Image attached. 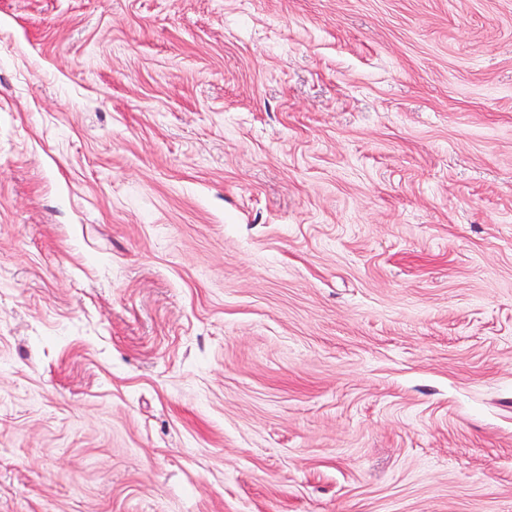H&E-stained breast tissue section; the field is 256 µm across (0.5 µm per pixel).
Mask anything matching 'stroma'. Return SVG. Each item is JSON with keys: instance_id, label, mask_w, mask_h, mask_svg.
Here are the masks:
<instances>
[{"instance_id": "1", "label": "stroma", "mask_w": 512, "mask_h": 512, "mask_svg": "<svg viewBox=\"0 0 512 512\" xmlns=\"http://www.w3.org/2000/svg\"><path fill=\"white\" fill-rule=\"evenodd\" d=\"M0 512H512V0H0Z\"/></svg>"}]
</instances>
